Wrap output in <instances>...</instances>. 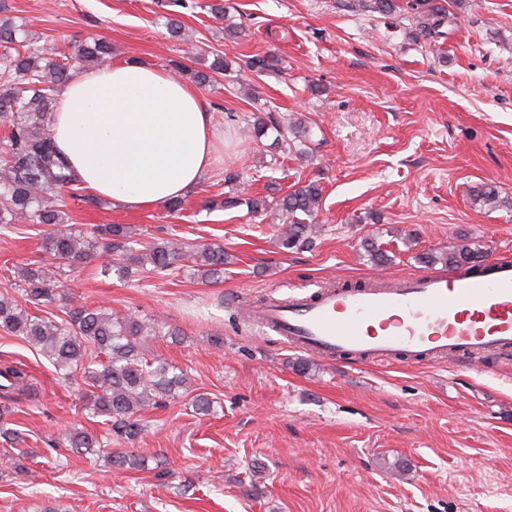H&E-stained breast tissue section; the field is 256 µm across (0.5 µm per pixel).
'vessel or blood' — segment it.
<instances>
[{
	"label": "vessel or blood",
	"instance_id": "b4317fda",
	"mask_svg": "<svg viewBox=\"0 0 512 512\" xmlns=\"http://www.w3.org/2000/svg\"><path fill=\"white\" fill-rule=\"evenodd\" d=\"M257 328L325 359L416 365L435 357L512 354V259L476 274L424 272L358 288H325L274 300L252 313Z\"/></svg>",
	"mask_w": 512,
	"mask_h": 512
}]
</instances>
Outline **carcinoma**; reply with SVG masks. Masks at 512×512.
Masks as SVG:
<instances>
[{"instance_id": "carcinoma-1", "label": "carcinoma", "mask_w": 512, "mask_h": 512, "mask_svg": "<svg viewBox=\"0 0 512 512\" xmlns=\"http://www.w3.org/2000/svg\"><path fill=\"white\" fill-rule=\"evenodd\" d=\"M355 11L390 15L401 9L412 16L417 39L437 43L448 35L451 22L448 10L440 0H352ZM112 62V46L103 38L82 42L74 49L47 55L33 46L26 31L8 20L0 21V125L5 134L0 138V228L19 224L48 226L44 249L58 270L90 261H98L99 272L126 273L134 265L145 273L168 276L182 269V263L204 280L224 276L227 255L221 246H193L169 240L141 244L140 250L130 246L128 227L123 224L95 225L90 230L69 223L66 198L97 203L84 194V188L67 174L65 161L57 154L50 135L60 89L81 70L108 66ZM229 63L216 57L206 70L193 73L195 82L208 86L212 74L228 70ZM256 136L274 130L288 148V134L297 125L283 126L271 116L255 117ZM224 182L235 185V192L224 198L222 207L248 205L257 212L269 206L265 198H248L240 190L239 175L228 173ZM322 187L309 181L274 200L277 209L287 215L288 224L280 231L279 246L299 249L311 243V225L304 218L320 209ZM484 260V255L467 243H460L440 255L429 254L425 262L441 261L448 267L471 271ZM22 296L34 308H49L65 303L61 321L31 314L8 295H0V331L25 340L39 349L61 374L68 379L78 373L89 381L94 391L88 395L87 409L95 417L105 418V434L97 436L83 429L62 433L59 442L76 452H93L101 441H131L143 431L145 424L139 411L159 405L187 386V374L165 360L149 361L143 351L150 338L161 333L162 322L155 319L115 317L103 306H89L61 295L56 280L46 267L29 263L19 272ZM29 388L25 370L5 363L0 366V392L4 396L24 393ZM0 438L15 448L20 433L8 426L0 412Z\"/></svg>"}]
</instances>
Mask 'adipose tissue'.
<instances>
[{
	"instance_id": "adipose-tissue-1",
	"label": "adipose tissue",
	"mask_w": 512,
	"mask_h": 512,
	"mask_svg": "<svg viewBox=\"0 0 512 512\" xmlns=\"http://www.w3.org/2000/svg\"><path fill=\"white\" fill-rule=\"evenodd\" d=\"M51 138L71 177L121 210L185 197L224 155L199 90L134 58L62 87Z\"/></svg>"
}]
</instances>
